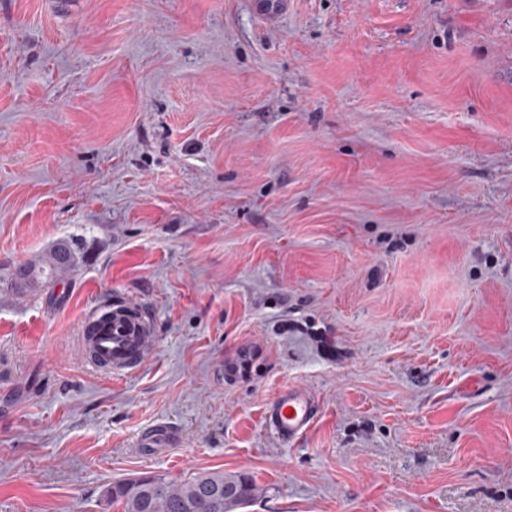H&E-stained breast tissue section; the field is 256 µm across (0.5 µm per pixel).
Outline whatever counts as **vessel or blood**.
<instances>
[{
  "mask_svg": "<svg viewBox=\"0 0 512 512\" xmlns=\"http://www.w3.org/2000/svg\"><path fill=\"white\" fill-rule=\"evenodd\" d=\"M157 345L153 322L132 299L120 297L90 310L78 330V353L93 370L122 378L137 372ZM320 414L312 393L299 386L281 389L267 407L264 421L283 443L303 438ZM170 427L157 425L138 441L150 452L177 444Z\"/></svg>",
  "mask_w": 512,
  "mask_h": 512,
  "instance_id": "b4317fda",
  "label": "vessel or blood"
}]
</instances>
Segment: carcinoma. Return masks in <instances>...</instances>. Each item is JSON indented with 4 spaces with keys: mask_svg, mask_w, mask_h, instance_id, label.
I'll return each instance as SVG.
<instances>
[{
    "mask_svg": "<svg viewBox=\"0 0 512 512\" xmlns=\"http://www.w3.org/2000/svg\"><path fill=\"white\" fill-rule=\"evenodd\" d=\"M72 265V252L62 243L41 261L16 267L13 292L24 294L43 287ZM256 494L251 477L222 470L198 472L180 482L160 474L141 476L107 490V497L121 504L122 512H235Z\"/></svg>",
    "mask_w": 512,
    "mask_h": 512,
    "instance_id": "1",
    "label": "carcinoma"
}]
</instances>
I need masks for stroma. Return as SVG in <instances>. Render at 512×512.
I'll use <instances>...</instances> for the list:
<instances>
[{
    "instance_id": "stroma-1",
    "label": "stroma",
    "mask_w": 512,
    "mask_h": 512,
    "mask_svg": "<svg viewBox=\"0 0 512 512\" xmlns=\"http://www.w3.org/2000/svg\"><path fill=\"white\" fill-rule=\"evenodd\" d=\"M118 296L158 347L113 379L76 336ZM203 470L240 512H512V0H0V512ZM73 265V255L70 248L62 243L52 249L38 263H26L15 268L12 273L13 292L24 294L44 287L54 281L61 272L70 269ZM292 414L288 415L287 411ZM320 414V407L312 393L299 386L281 389L267 407L264 421L273 435L283 443L303 438ZM177 442V435L170 427L156 425L140 437L138 447L145 452H150L159 448H170Z\"/></svg>"
}]
</instances>
